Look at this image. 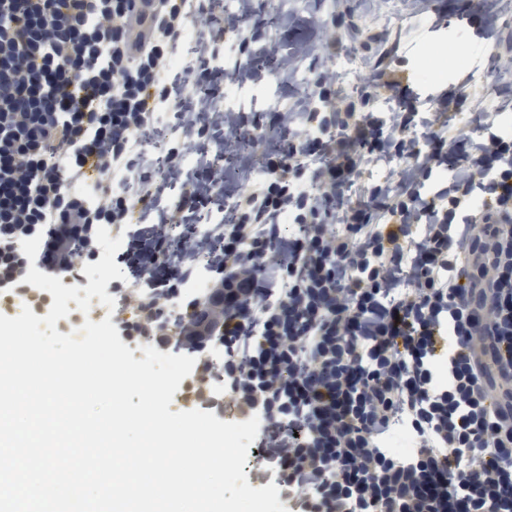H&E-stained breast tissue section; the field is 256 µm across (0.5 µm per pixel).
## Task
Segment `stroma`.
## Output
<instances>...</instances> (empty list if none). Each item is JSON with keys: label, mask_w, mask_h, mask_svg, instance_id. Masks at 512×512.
<instances>
[{"label": "stroma", "mask_w": 512, "mask_h": 512, "mask_svg": "<svg viewBox=\"0 0 512 512\" xmlns=\"http://www.w3.org/2000/svg\"><path fill=\"white\" fill-rule=\"evenodd\" d=\"M350 9L353 29L349 37L357 38L356 55L339 54L332 65L349 83H357L366 53L367 36L376 34L400 46L399 54L407 71L425 70L437 77L436 85L413 84L412 90L422 100L438 97L443 92L465 88L479 100L501 102L505 112L512 114V75H503L487 67L486 58L494 49L512 48V8L505 9L501 24V44L482 38L468 19L461 0H421L414 16H406L401 0H320L323 15ZM289 13L291 24H283L282 13ZM249 30L260 31L263 42L251 46L248 55L235 54L236 36L224 35L228 58L225 74L218 78V90L227 109L241 112H268L270 105L290 102L307 90L311 79L309 60H302L294 82H283L280 62L295 54L305 44L318 42L325 32L312 17L307 0H255V9L246 19ZM466 43L469 54L463 63L449 64L447 51ZM253 70V77L239 80L229 77L233 66Z\"/></svg>", "instance_id": "obj_1"}]
</instances>
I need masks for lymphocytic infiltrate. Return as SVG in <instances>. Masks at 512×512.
Listing matches in <instances>:
<instances>
[{"mask_svg":"<svg viewBox=\"0 0 512 512\" xmlns=\"http://www.w3.org/2000/svg\"><path fill=\"white\" fill-rule=\"evenodd\" d=\"M253 8L237 0L220 29L209 0H154L149 17L135 0H0V314L27 306L45 316L53 297L25 283L29 269L64 278L92 262L99 225L117 236L158 209V179L184 186L178 209L206 213L222 170L197 146L214 132L227 143L288 132L257 165L235 169L246 190L223 233L188 234L170 248L162 217L128 239L133 275L112 284L114 314L95 304L89 316L110 318L132 349L170 331L179 337L196 359L180 383L181 410L263 419L247 479L275 484L288 512H484L504 473L482 459L512 435V411L488 413L496 390L484 380L487 337L512 336V228L496 222L497 212L512 214V136L495 132L502 107L479 103L478 131H464L457 117L467 94L408 97L381 50L346 87L329 67L347 49L338 32L351 22L341 10L305 51L319 64L313 94L263 115L225 110L209 63ZM186 40L195 52L175 55ZM185 94L182 136L163 169L144 144ZM384 96L394 104L383 111ZM373 167L379 178L369 177ZM91 168L111 184L89 198ZM440 171L446 179L427 191ZM38 232L45 247L31 260L20 242ZM197 256L211 278L188 317L172 302ZM463 266L471 297L459 289ZM271 285L280 302L270 301ZM444 319L457 348L452 381L440 389L431 359ZM219 336L231 348L217 397L206 379ZM401 420L423 447L407 462L377 448ZM441 448L466 449L477 478L470 495L430 489Z\"/></svg>","mask_w":512,"mask_h":512,"instance_id":"obj_1","label":"lymphocytic infiltrate"}]
</instances>
